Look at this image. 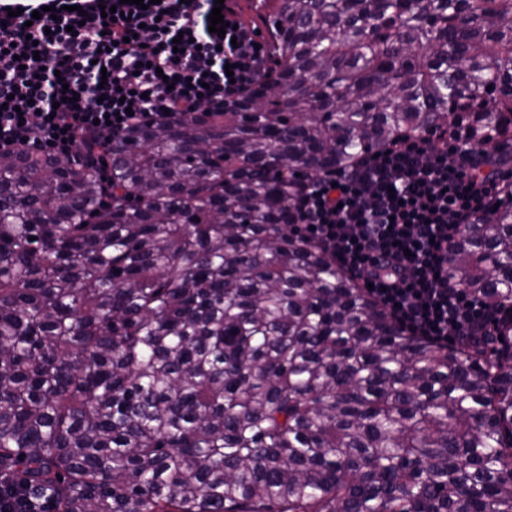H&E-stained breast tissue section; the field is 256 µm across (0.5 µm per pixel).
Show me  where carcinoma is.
Masks as SVG:
<instances>
[{
	"label": "carcinoma",
	"instance_id": "obj_1",
	"mask_svg": "<svg viewBox=\"0 0 512 512\" xmlns=\"http://www.w3.org/2000/svg\"><path fill=\"white\" fill-rule=\"evenodd\" d=\"M275 76L0 153V484L47 512H512V364L407 336L295 190L432 127L512 147V0H271ZM512 304V188L448 245Z\"/></svg>",
	"mask_w": 512,
	"mask_h": 512
}]
</instances>
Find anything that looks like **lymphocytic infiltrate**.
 Wrapping results in <instances>:
<instances>
[{
  "label": "lymphocytic infiltrate",
  "mask_w": 512,
  "mask_h": 512,
  "mask_svg": "<svg viewBox=\"0 0 512 512\" xmlns=\"http://www.w3.org/2000/svg\"><path fill=\"white\" fill-rule=\"evenodd\" d=\"M44 3L15 17L0 6L2 153L102 143L139 121L223 104L273 74L256 29L209 32L214 0ZM510 181L511 164L433 128L304 180L295 220L407 335L493 354L512 308L473 299L446 260L458 228L484 223Z\"/></svg>",
  "instance_id": "obj_1"
}]
</instances>
